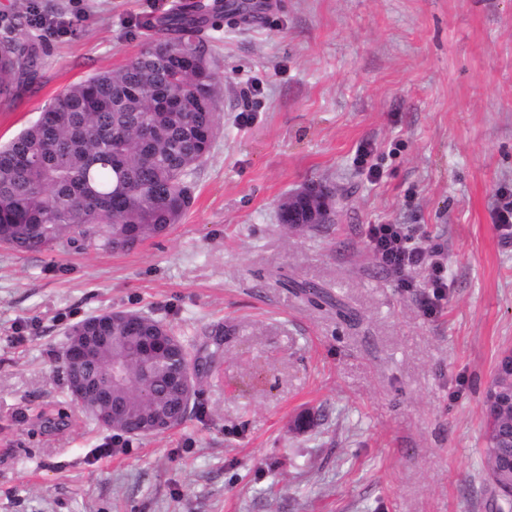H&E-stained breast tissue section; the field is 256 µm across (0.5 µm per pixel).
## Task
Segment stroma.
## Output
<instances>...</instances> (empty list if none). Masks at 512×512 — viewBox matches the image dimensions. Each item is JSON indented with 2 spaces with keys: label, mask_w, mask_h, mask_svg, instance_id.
Listing matches in <instances>:
<instances>
[{
  "label": "stroma",
  "mask_w": 512,
  "mask_h": 512,
  "mask_svg": "<svg viewBox=\"0 0 512 512\" xmlns=\"http://www.w3.org/2000/svg\"><path fill=\"white\" fill-rule=\"evenodd\" d=\"M182 2L34 0L46 65L0 103V142L136 57L138 21ZM271 3L207 30L222 130L180 224L128 252L0 247V512H496L482 398L512 348V236L495 227L512 201V0ZM313 182L334 222L281 224ZM372 224L445 247L434 308L426 270L406 288L383 267ZM282 274L332 288L358 325ZM105 310L211 358L178 429L128 437L67 397L65 331Z\"/></svg>",
  "instance_id": "1"
}]
</instances>
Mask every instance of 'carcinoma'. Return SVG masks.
<instances>
[{
  "label": "carcinoma",
  "mask_w": 512,
  "mask_h": 512,
  "mask_svg": "<svg viewBox=\"0 0 512 512\" xmlns=\"http://www.w3.org/2000/svg\"><path fill=\"white\" fill-rule=\"evenodd\" d=\"M266 10L261 2L190 0L175 13L146 19L147 51L68 86L0 145V244L21 253L92 245L125 252L180 223L196 170L219 131L224 94L205 29L215 14L252 24ZM31 23L27 11L3 17L1 102L33 85L44 67V50L21 34ZM293 288L310 304L354 319L324 287ZM156 335L171 347L148 348L146 337ZM511 358L512 350L498 355L483 400L482 461L489 476L500 461L512 460ZM200 360L173 328L143 314L136 329L115 318L83 370L121 400L122 428L145 437L156 434L150 425L157 418L185 423L170 378ZM115 365L119 377L109 374Z\"/></svg>",
  "instance_id": "obj_1"
}]
</instances>
